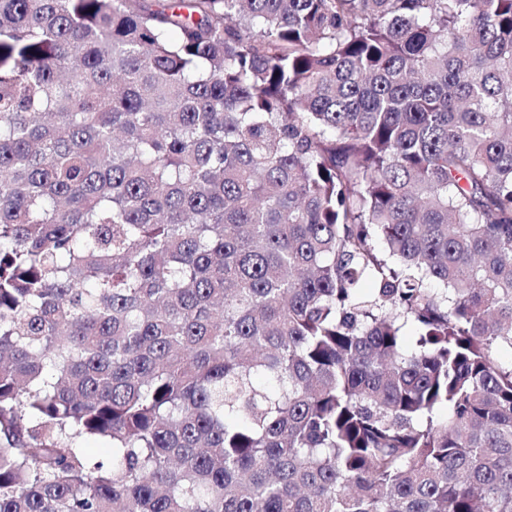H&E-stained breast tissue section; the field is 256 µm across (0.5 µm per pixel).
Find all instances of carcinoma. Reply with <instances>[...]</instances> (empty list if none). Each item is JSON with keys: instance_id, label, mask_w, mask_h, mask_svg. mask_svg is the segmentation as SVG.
<instances>
[{"instance_id": "obj_1", "label": "carcinoma", "mask_w": 512, "mask_h": 512, "mask_svg": "<svg viewBox=\"0 0 512 512\" xmlns=\"http://www.w3.org/2000/svg\"><path fill=\"white\" fill-rule=\"evenodd\" d=\"M505 349L512 0H0V512H512ZM77 447L91 460L112 459V448L104 440L94 437H83L77 442Z\"/></svg>"}]
</instances>
